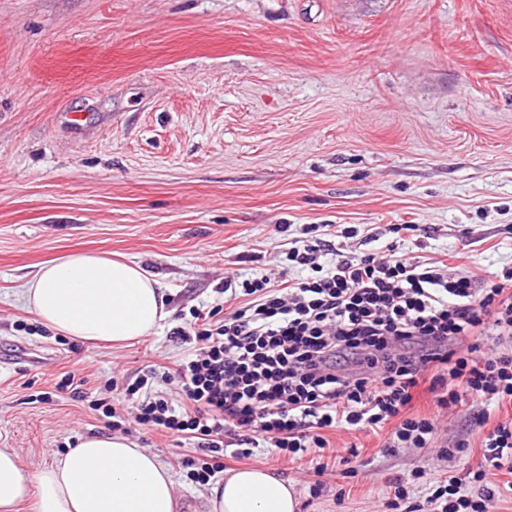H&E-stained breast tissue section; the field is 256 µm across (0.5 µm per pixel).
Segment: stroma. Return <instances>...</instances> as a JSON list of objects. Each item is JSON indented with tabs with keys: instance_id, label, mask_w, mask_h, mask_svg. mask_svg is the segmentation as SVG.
Instances as JSON below:
<instances>
[{
	"instance_id": "35a3bbf8",
	"label": "stroma",
	"mask_w": 512,
	"mask_h": 512,
	"mask_svg": "<svg viewBox=\"0 0 512 512\" xmlns=\"http://www.w3.org/2000/svg\"><path fill=\"white\" fill-rule=\"evenodd\" d=\"M322 224L354 231L349 253L394 245L485 280L512 266V0H0V448L26 469L109 433L88 407L108 395L201 512V448L134 423L123 390L182 357L171 332L192 310L236 308L225 282L296 280L288 250ZM72 252L155 275L156 332L80 343L30 313L21 286ZM68 373L81 393L57 390ZM410 411L436 417L433 447L339 429L320 454L224 467L276 470L300 512H390L396 484L414 505L463 477L477 415L512 406L441 413L423 384Z\"/></svg>"
}]
</instances>
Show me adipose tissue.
<instances>
[{
    "mask_svg": "<svg viewBox=\"0 0 512 512\" xmlns=\"http://www.w3.org/2000/svg\"><path fill=\"white\" fill-rule=\"evenodd\" d=\"M24 303L48 327L75 341L113 345L152 335L166 316L158 281L139 265L97 253H72L42 265ZM178 512L175 480L155 454L123 435L80 438L49 466L26 472L0 448V512ZM294 486L272 471L226 472L207 512H298Z\"/></svg>",
    "mask_w": 512,
    "mask_h": 512,
    "instance_id": "1",
    "label": "adipose tissue"
}]
</instances>
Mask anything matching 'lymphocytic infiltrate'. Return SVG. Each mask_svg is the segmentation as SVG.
I'll return each instance as SVG.
<instances>
[{
    "mask_svg": "<svg viewBox=\"0 0 512 512\" xmlns=\"http://www.w3.org/2000/svg\"><path fill=\"white\" fill-rule=\"evenodd\" d=\"M288 260L309 275L283 288L266 276L243 282L248 300L225 318L196 309L175 329L193 346L125 389L139 424L215 455L232 429L240 444L293 460L326 448V431L390 422L394 444L430 447L434 422L405 414L424 379L443 408L467 395L512 403L511 267L490 283L395 246L350 257L324 239L292 248ZM484 336L498 344L487 355ZM171 383L178 398L164 390ZM483 446L469 479L450 478L427 498L431 512H489L494 477L512 473V417Z\"/></svg>",
    "mask_w": 512,
    "mask_h": 512,
    "instance_id": "lymphocytic-infiltrate-1",
    "label": "lymphocytic infiltrate"
}]
</instances>
